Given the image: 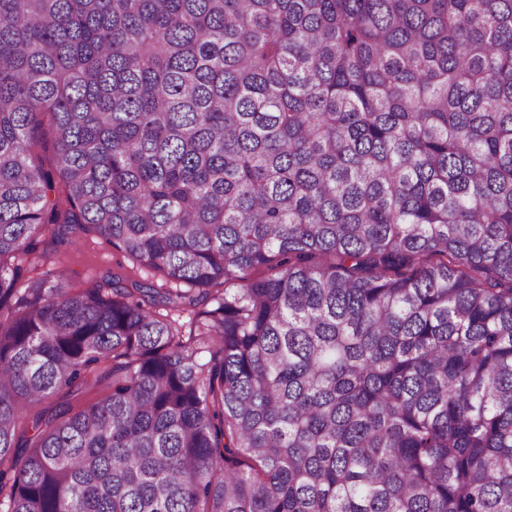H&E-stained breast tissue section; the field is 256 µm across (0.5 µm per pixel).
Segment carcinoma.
<instances>
[{
    "label": "carcinoma",
    "instance_id": "carcinoma-1",
    "mask_svg": "<svg viewBox=\"0 0 512 512\" xmlns=\"http://www.w3.org/2000/svg\"><path fill=\"white\" fill-rule=\"evenodd\" d=\"M1 505L512 512V0H0ZM53 233L47 232L40 238L36 254L42 250L51 252L55 264L43 265L37 262L27 266L24 275L27 277H50L54 279L55 271L66 273L70 288L81 290L101 284L105 279L118 275L130 281H139L152 284L155 288H169L165 281L152 271L139 268L133 260L114 248L94 228L87 230L73 238L75 243L57 244L52 240ZM46 272L50 275H46Z\"/></svg>",
    "mask_w": 512,
    "mask_h": 512
}]
</instances>
